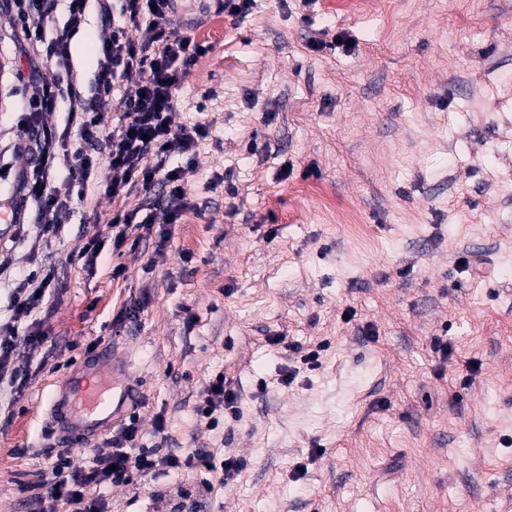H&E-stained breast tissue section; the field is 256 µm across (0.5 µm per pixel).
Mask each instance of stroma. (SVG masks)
Masks as SVG:
<instances>
[{"label":"stroma","mask_w":512,"mask_h":512,"mask_svg":"<svg viewBox=\"0 0 512 512\" xmlns=\"http://www.w3.org/2000/svg\"><path fill=\"white\" fill-rule=\"evenodd\" d=\"M161 25L206 52L174 124L208 123L184 174L198 205L138 247L109 219L137 210L104 177L60 217L39 263L57 286L49 337L17 348L28 382L0 406V512H34L59 447L52 384L101 346L141 385L145 446L241 460L227 484L188 469L97 487L111 512H503L512 504V15L501 0H176ZM0 10V201L33 165L16 153L29 66ZM110 29L96 10L70 44L93 87ZM319 186L316 194L308 186ZM348 218L329 224L328 201ZM162 224V223H161ZM37 224L0 223V264L27 274ZM96 243L97 257L78 256ZM481 259L489 280L459 259ZM125 273L114 277L115 266ZM140 313H121L130 306ZM285 344H272V337ZM447 343L440 361L435 342ZM319 352L307 369L300 350ZM478 366L467 373L466 363ZM238 391L217 428L195 408L210 378ZM214 485L202 494L204 482ZM137 210H130L119 212L112 216V218L108 221V224L112 227V251L120 253L121 248L126 244L129 240L130 235L132 234L133 227L137 228L141 224H135Z\"/></svg>","instance_id":"obj_1"}]
</instances>
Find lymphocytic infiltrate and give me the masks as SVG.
I'll list each match as a JSON object with an SVG mask.
<instances>
[{
	"label": "lymphocytic infiltrate",
	"mask_w": 512,
	"mask_h": 512,
	"mask_svg": "<svg viewBox=\"0 0 512 512\" xmlns=\"http://www.w3.org/2000/svg\"><path fill=\"white\" fill-rule=\"evenodd\" d=\"M16 21V37L24 47L31 69L54 67L65 79L32 82L25 88L26 110L15 148L36 156L33 168L16 176V220H23L29 206L40 212L37 240L51 245L57 237L59 218L71 209L74 198L84 197L88 181L100 157H107L106 178L113 193L135 186L151 193L155 186L166 189L162 221L175 224L192 210L184 187V167L193 164L197 149L210 132L206 123L173 125L177 86L176 66L191 68L201 45L189 35L160 30L159 21L173 0H125L121 22H113L111 0H70L67 25L48 33L46 25L58 0H0ZM95 4L103 21L112 25L99 60L98 79L92 90H84L73 73L70 41L81 27L88 4ZM154 29L151 42H140L141 27ZM123 84L120 128L105 133L100 107L116 84ZM68 105V127L58 129L48 117L59 103ZM78 133L80 146H72L71 133ZM181 163L170 166L171 158ZM57 271L47 267L21 279H13L10 315L0 322V384L21 394L26 374L13 363L18 344L41 347L48 338L37 319L42 292L54 287ZM242 466L236 459L217 460L214 452L197 449L186 455L160 454L158 448L142 446L137 420L113 430L106 447L95 449L83 467L72 465L65 453H57L45 477V492L38 512H56L57 502H67L72 512H109L105 500L93 496L100 485H143L163 471L200 469L220 472L231 479Z\"/></svg>",
	"instance_id": "lymphocytic-infiltrate-1"
}]
</instances>
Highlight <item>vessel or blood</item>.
Wrapping results in <instances>:
<instances>
[{"label":"vessel or blood","mask_w":512,"mask_h":512,"mask_svg":"<svg viewBox=\"0 0 512 512\" xmlns=\"http://www.w3.org/2000/svg\"><path fill=\"white\" fill-rule=\"evenodd\" d=\"M137 400V383L128 363L111 347H101L51 395L52 426L60 445L91 446L121 423Z\"/></svg>","instance_id":"vessel-or-blood-1"}]
</instances>
